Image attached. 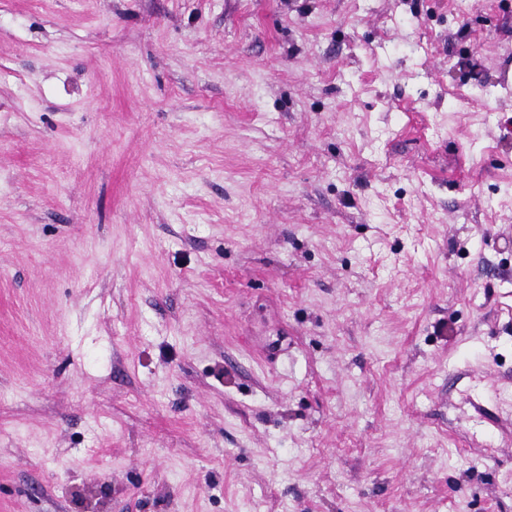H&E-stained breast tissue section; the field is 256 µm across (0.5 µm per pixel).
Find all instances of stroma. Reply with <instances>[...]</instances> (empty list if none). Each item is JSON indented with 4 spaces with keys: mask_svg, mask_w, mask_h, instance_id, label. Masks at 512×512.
<instances>
[{
    "mask_svg": "<svg viewBox=\"0 0 512 512\" xmlns=\"http://www.w3.org/2000/svg\"><path fill=\"white\" fill-rule=\"evenodd\" d=\"M0 512H512V0H0Z\"/></svg>",
    "mask_w": 512,
    "mask_h": 512,
    "instance_id": "35a3bbf8",
    "label": "stroma"
}]
</instances>
